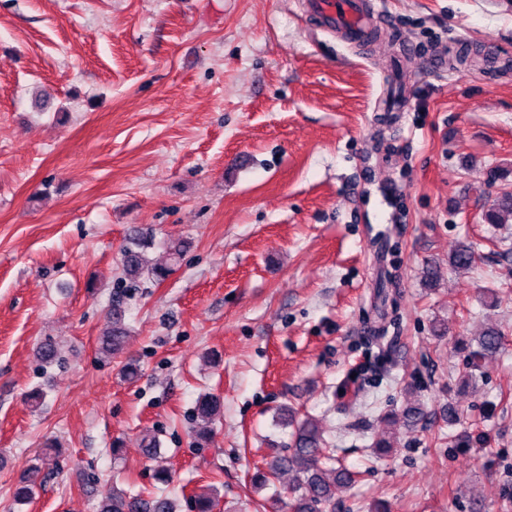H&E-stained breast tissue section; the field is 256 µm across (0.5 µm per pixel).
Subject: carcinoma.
Returning a JSON list of instances; mask_svg holds the SVG:
<instances>
[{
  "label": "carcinoma",
  "mask_w": 512,
  "mask_h": 512,
  "mask_svg": "<svg viewBox=\"0 0 512 512\" xmlns=\"http://www.w3.org/2000/svg\"><path fill=\"white\" fill-rule=\"evenodd\" d=\"M488 224L512 222V192L505 191L486 210ZM147 247L140 230H131L127 242L121 248L122 270L126 279L138 281L147 279L157 284L165 281L172 273L174 265L181 259L183 245L172 243L167 247L168 261L150 266L144 258ZM476 263V255L467 243H460L448 256L449 266L468 270ZM129 331L124 322L120 304L112 306V325L98 339V354L110 358L123 352ZM503 346L502 332L491 326L484 330L477 340V349L467 354L464 370L459 377V386L466 390L476 386L475 371L482 360L498 354ZM38 359L51 366L60 360V352L51 339H46L39 347ZM223 410V399L208 393L195 404L194 417L201 427L195 431L198 445L205 444L213 432V424ZM281 425L292 428L291 442L282 448H273L268 454L266 469L252 476L256 485L265 486L275 479L282 483L283 495L275 499V512H335L336 491L349 487L355 482V474L342 466H336L334 449L328 447L318 421L305 416L299 418L293 409L283 406L279 409ZM160 443L157 437L147 432L142 435L143 454L156 461ZM63 454L62 444L50 439L45 451L38 454L35 463L23 470L12 488V497L20 505L28 504L35 497L38 487L53 473L58 458ZM182 499L190 505L192 512H214L218 506L215 495H202L194 490L181 492ZM99 512H180L179 502L166 495H130L119 488H112V495L103 500Z\"/></svg>",
  "instance_id": "cac0c4a2"
}]
</instances>
